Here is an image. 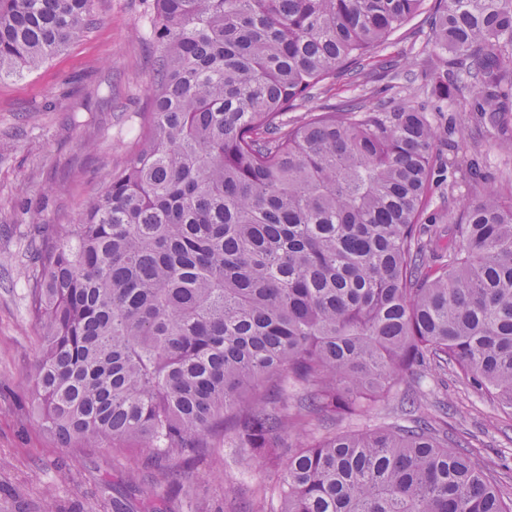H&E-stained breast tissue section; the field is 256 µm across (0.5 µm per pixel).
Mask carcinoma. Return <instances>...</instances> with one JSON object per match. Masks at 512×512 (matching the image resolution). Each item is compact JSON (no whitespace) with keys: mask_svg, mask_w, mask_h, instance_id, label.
<instances>
[{"mask_svg":"<svg viewBox=\"0 0 512 512\" xmlns=\"http://www.w3.org/2000/svg\"><path fill=\"white\" fill-rule=\"evenodd\" d=\"M425 102L308 106L424 0H154L140 144L36 246L29 375L52 437L175 455L219 438L282 467L253 512H512L494 471L412 400L354 421L412 368L452 367L512 412V197L483 188L424 238L444 111L462 80L512 125V0H436ZM94 0H0V79L40 68ZM305 106L297 117L288 112Z\"/></svg>","mask_w":512,"mask_h":512,"instance_id":"cac0c4a2","label":"carcinoma"}]
</instances>
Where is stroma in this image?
Here are the masks:
<instances>
[{
    "label": "stroma",
    "instance_id": "35a3bbf8",
    "mask_svg": "<svg viewBox=\"0 0 512 512\" xmlns=\"http://www.w3.org/2000/svg\"><path fill=\"white\" fill-rule=\"evenodd\" d=\"M151 19L152 0H95L92 25L63 51L34 72L0 80V512H44L49 504L55 512H112L116 501L125 512H186L182 487L164 480L146 452L53 440L26 381L39 343L27 297L35 245L44 225L71 223L136 150L157 55ZM432 40L428 16L414 18L373 50L361 75L320 89L317 104L427 100ZM476 92L472 82L457 85L443 116L450 135L438 151L448 159L457 143L468 145L492 173V187L506 193L512 144L477 126ZM474 199L462 183L432 190L440 245L448 243L444 215ZM410 390L447 404L449 440L470 442L488 460L512 454V417L451 375L406 373L351 429L401 420ZM195 475L206 512H249L279 478L262 462H239L226 445Z\"/></svg>",
    "mask_w": 512,
    "mask_h": 512
}]
</instances>
